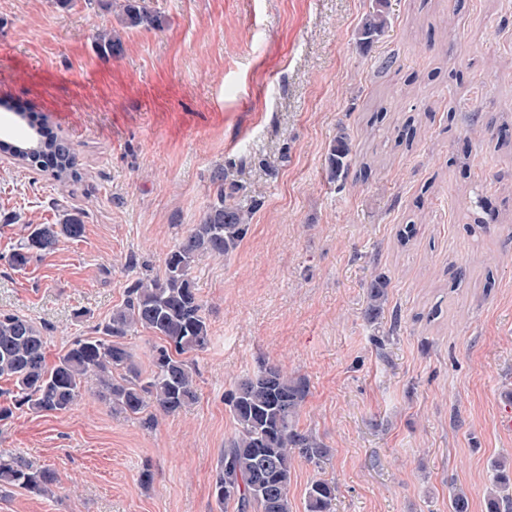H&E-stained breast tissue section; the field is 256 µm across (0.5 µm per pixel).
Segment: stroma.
<instances>
[{"label": "stroma", "mask_w": 512, "mask_h": 512, "mask_svg": "<svg viewBox=\"0 0 512 512\" xmlns=\"http://www.w3.org/2000/svg\"><path fill=\"white\" fill-rule=\"evenodd\" d=\"M377 4L149 0L164 27L122 30L107 57L96 37L118 21L97 0H0V101L67 139L81 174L61 184L0 157V311L43 330L48 362L162 273L216 170L260 202L233 252L193 264L212 332L196 403L151 429L94 390L64 413L15 411L0 451L61 483L0 493V512H235L213 494L235 432L224 393L264 363L307 382L298 425L331 450L322 468L295 462L293 512L319 478L336 486L333 512H448L453 485L485 512L492 461L512 466V152L468 117L512 120V0H387L389 26L363 51L356 32ZM387 53L397 63L377 76ZM411 116L420 136L395 146ZM341 127L355 161L377 158L366 183L326 175ZM477 196L499 212L484 229L457 206ZM76 210L80 240L9 265L28 225ZM379 274L389 300L371 323ZM388 286L389 280L384 276H377L369 282L365 308L367 321L374 322L383 315L388 297Z\"/></svg>", "instance_id": "obj_1"}]
</instances>
